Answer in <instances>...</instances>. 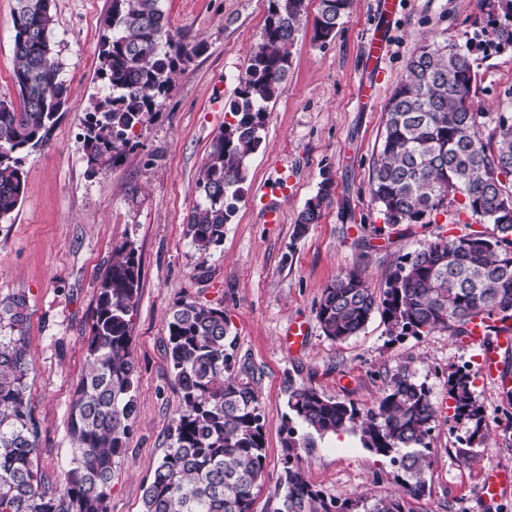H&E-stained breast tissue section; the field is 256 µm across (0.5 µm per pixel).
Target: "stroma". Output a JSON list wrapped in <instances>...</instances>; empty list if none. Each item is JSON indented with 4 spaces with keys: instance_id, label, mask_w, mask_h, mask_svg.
Segmentation results:
<instances>
[{
    "instance_id": "35a3bbf8",
    "label": "stroma",
    "mask_w": 512,
    "mask_h": 512,
    "mask_svg": "<svg viewBox=\"0 0 512 512\" xmlns=\"http://www.w3.org/2000/svg\"><path fill=\"white\" fill-rule=\"evenodd\" d=\"M109 0H52L53 41L70 99L46 146L24 159L25 187L11 215L0 220V301L26 300V334L34 360L29 397L38 428L36 463L55 487L72 457L68 416L89 363V335L97 290L113 254L132 245L141 263L139 306L132 319L138 366L137 417L126 451L113 465L108 512H142L144 486L170 446L180 394L168 360V315L185 298L222 307L239 356L256 369L266 415L267 475L254 512H273L286 453L281 423L288 381L326 396L372 405L391 376L408 366L425 383L444 419L430 439L431 465L415 512H512V489L484 503L486 474L512 469V402L498 375L483 369V348L439 330L426 336L391 335L380 315L343 342L328 339L315 308L324 288L354 267L371 288L384 286L398 256L438 233L434 224L385 228L368 180L384 133L386 102L421 46L469 47L476 73L475 106L512 113V47L485 34L482 0H354L334 38L312 43L319 0H305L303 26L291 49L283 90L269 105L259 150L247 162L248 180L223 243L198 252L186 235L198 201L196 182L212 139L224 126L228 103L259 39L267 0H162L172 32L205 44L175 77L162 106L134 132L133 148L90 170L80 133L96 79L101 20ZM15 0H0V101L19 104L12 81ZM384 36L380 56L368 43ZM332 196L319 223L302 237L294 219L322 178ZM278 207L280 223L266 211ZM302 326V344L289 332ZM468 367L489 436L467 445L465 424L448 411L450 373ZM306 480L325 497L383 498L398 493V471L363 448L347 431L327 435L302 453Z\"/></svg>"
}]
</instances>
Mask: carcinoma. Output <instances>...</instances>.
<instances>
[{
	"instance_id": "obj_1",
	"label": "carcinoma",
	"mask_w": 512,
	"mask_h": 512,
	"mask_svg": "<svg viewBox=\"0 0 512 512\" xmlns=\"http://www.w3.org/2000/svg\"><path fill=\"white\" fill-rule=\"evenodd\" d=\"M42 0H16L12 24L20 106L0 101V219L17 208L24 190L25 154L43 146L67 106L70 88L53 42L52 9ZM305 0H268L259 40L229 105L230 120L212 140L197 181L199 201L187 235L206 253L224 241L248 178L247 160L262 143L268 104L288 78L291 52L301 31ZM496 45L512 46V0H483ZM353 0H320L312 41L324 44L349 13ZM96 78L106 89L91 98L83 123L87 162L119 158L137 126L160 106L179 68L204 49L175 39L160 0H111L102 20ZM476 74L469 48L424 45L385 107L380 154L369 193L388 226L435 224L454 208L466 231L439 233L397 258L375 293L359 269L328 285L316 308L324 335L345 341L373 314L390 334L422 336L436 330L467 336L470 325L491 337L512 330V115L501 112L488 136L489 113L473 106ZM325 177L295 218L297 236L321 218L332 195ZM491 224L490 232L472 228ZM141 287L136 250L125 245L102 279L86 341L89 372L71 403L73 456L59 486L46 491L35 466L37 431L27 382L33 362L26 336V302H0V512H107L114 458L124 453L135 419L137 367L131 325ZM168 359L182 410L171 445L146 484L143 512H253L266 476V419L255 389V370L238 359L224 309L193 300L177 303L168 320ZM472 375L448 376L453 419L468 425L466 443L482 442L487 422L472 391ZM282 417L288 449L274 512H412L430 468V439L438 415L430 390L408 368L390 378L372 406L326 396L288 382ZM359 430L369 451L400 472L402 493L370 503L328 499L299 467L297 450L316 438Z\"/></svg>"
}]
</instances>
